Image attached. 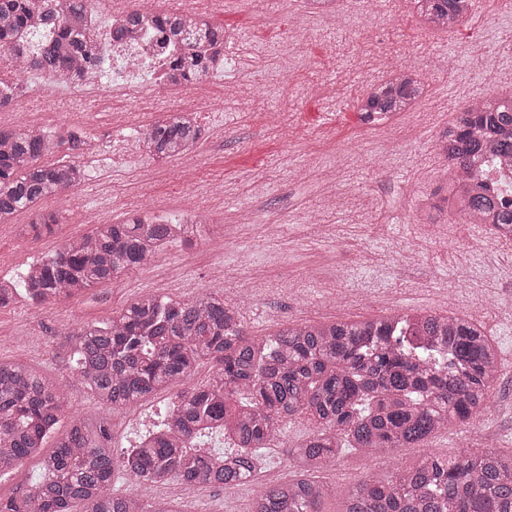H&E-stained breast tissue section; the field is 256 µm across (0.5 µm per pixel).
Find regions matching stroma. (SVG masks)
Returning <instances> with one entry per match:
<instances>
[{
    "label": "stroma",
    "mask_w": 512,
    "mask_h": 512,
    "mask_svg": "<svg viewBox=\"0 0 512 512\" xmlns=\"http://www.w3.org/2000/svg\"><path fill=\"white\" fill-rule=\"evenodd\" d=\"M197 10L229 31L225 53L257 64L243 108L227 98L239 86L235 74L207 77L211 93L226 101L220 108L196 103L202 136L189 155L164 164L142 153L112 155L125 125L179 111L181 100L166 95L145 112L120 104L108 113L90 100L74 110L35 106L24 92L0 110L2 127L51 134L65 126L87 142L71 155L85 171L72 202L46 203L60 209L59 224L37 236L22 233L24 213L0 224V276L20 277L34 260L91 232L92 221H123L141 196L147 212L171 221L185 218L190 204L207 209L193 245L173 241L111 286L46 309L22 295L0 308V359L36 368L65 395L62 434L72 415L101 413L75 370L69 330L106 322L146 293L187 300L223 283L225 302L241 304L254 336L299 319L460 313L498 355L500 378L482 420L387 455L345 449L317 478L382 481L427 453L512 450V237L499 241L490 225L419 206L421 195L441 185L445 159L433 144L450 122L449 107L512 95V0H473L455 31L432 34L423 32L412 0H337L333 29L306 14L304 0H205ZM384 53L428 84L414 109L387 127L363 122L353 109ZM331 171L345 186L344 204L334 210L321 187ZM311 429L303 416L284 422L282 446L262 449L254 484L233 498L209 485L184 494L175 484L156 487L151 497L169 512H250L256 484L293 478L286 449Z\"/></svg>",
    "instance_id": "obj_1"
}]
</instances>
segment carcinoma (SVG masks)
Wrapping results in <instances>:
<instances>
[{
    "instance_id": "obj_1",
    "label": "carcinoma",
    "mask_w": 512,
    "mask_h": 512,
    "mask_svg": "<svg viewBox=\"0 0 512 512\" xmlns=\"http://www.w3.org/2000/svg\"><path fill=\"white\" fill-rule=\"evenodd\" d=\"M425 24L447 31L470 13L472 0H414ZM93 0H0V50L18 54L24 72L47 73L75 84L94 72L100 57L86 41ZM165 50L184 48L170 60L175 76L201 79L224 65V56L196 51L224 48V28L178 13L139 11L112 22L117 44L145 25ZM47 32L51 40L30 56L16 41L20 29ZM425 85L402 70L372 85L357 110L364 121L413 107ZM201 127L172 112L142 133L151 158L173 159L193 149ZM451 164L448 202L473 224L512 228V202L493 203L481 188L486 154L512 159V96H492L464 107L439 138ZM70 130L51 138L36 129L0 127V224L19 213L38 233L60 220L40 203L55 199L84 179L82 167L65 158L49 162L58 148L80 149ZM196 218L155 221L140 216L101 223L66 242L53 256L31 265L21 284L0 278V308L14 302L18 287L37 306L109 286L163 251L188 239ZM73 336L78 375L98 401L112 409L137 406L160 390L176 402L161 427L115 458L107 419L74 415L55 433L66 397L29 366L0 360V476L36 463L42 478L8 496L0 512H168L112 490L121 467L147 486L170 482L224 487L250 480L258 450L282 433L281 423L304 415L310 435L288 449L295 478L261 487L251 512H323L330 496L343 512H512V452L467 451L455 458L427 454L387 482L369 478L351 486L328 485L315 474L336 465L345 448L366 453L412 448L433 434L472 425L488 408L499 376L498 358L481 327L461 317L388 314L358 322H290L269 336H250L239 307L224 292L207 290L188 300L145 294L101 324ZM213 364L205 382L196 369ZM219 431L233 442L229 452L198 449Z\"/></svg>"
}]
</instances>
